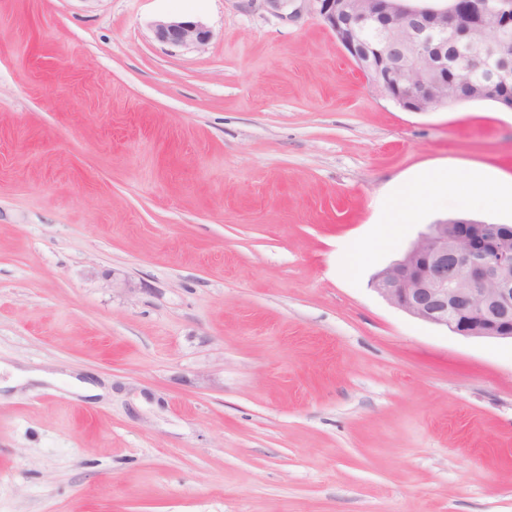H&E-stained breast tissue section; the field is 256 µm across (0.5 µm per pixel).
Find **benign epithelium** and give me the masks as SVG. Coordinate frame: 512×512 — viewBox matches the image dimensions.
Masks as SVG:
<instances>
[{
  "instance_id": "benign-epithelium-1",
  "label": "benign epithelium",
  "mask_w": 512,
  "mask_h": 512,
  "mask_svg": "<svg viewBox=\"0 0 512 512\" xmlns=\"http://www.w3.org/2000/svg\"><path fill=\"white\" fill-rule=\"evenodd\" d=\"M334 34L368 82L407 112L492 100L512 85V0H302ZM158 41L203 47L199 20L154 24ZM461 51L448 62V44ZM373 289L390 305L468 337L512 340V232L506 225L429 224L404 255L378 270Z\"/></svg>"
}]
</instances>
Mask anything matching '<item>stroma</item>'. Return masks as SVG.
I'll list each match as a JSON object with an SVG mask.
<instances>
[{"label":"stroma","instance_id":"stroma-1","mask_svg":"<svg viewBox=\"0 0 512 512\" xmlns=\"http://www.w3.org/2000/svg\"><path fill=\"white\" fill-rule=\"evenodd\" d=\"M476 168L512 110L404 111L307 10L0 0V362L60 376L0 389V512H512V341L370 284ZM158 41L173 46L203 47L211 38L210 30L199 20L169 18L154 24Z\"/></svg>","mask_w":512,"mask_h":512}]
</instances>
